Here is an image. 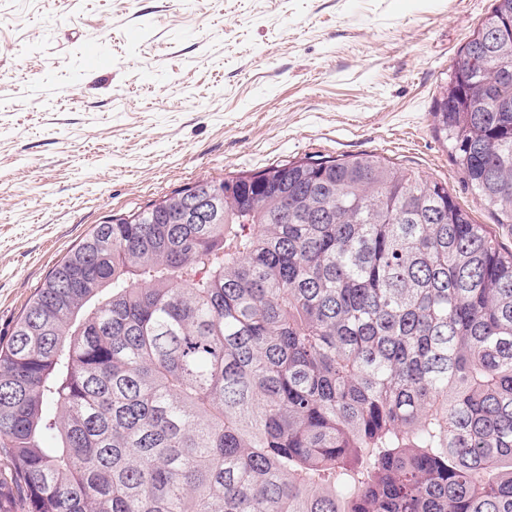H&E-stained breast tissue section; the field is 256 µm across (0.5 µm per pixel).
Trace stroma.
<instances>
[{
  "instance_id": "35a3bbf8",
  "label": "stroma",
  "mask_w": 512,
  "mask_h": 512,
  "mask_svg": "<svg viewBox=\"0 0 512 512\" xmlns=\"http://www.w3.org/2000/svg\"><path fill=\"white\" fill-rule=\"evenodd\" d=\"M492 0H0V339L112 216L200 180L375 154L512 250L431 112Z\"/></svg>"
}]
</instances>
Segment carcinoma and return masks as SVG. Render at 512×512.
Wrapping results in <instances>:
<instances>
[{
    "mask_svg": "<svg viewBox=\"0 0 512 512\" xmlns=\"http://www.w3.org/2000/svg\"><path fill=\"white\" fill-rule=\"evenodd\" d=\"M506 18L493 0L432 112L500 224ZM192 195L213 223H178ZM0 512H512V251L373 154L95 225L0 342Z\"/></svg>",
    "mask_w": 512,
    "mask_h": 512,
    "instance_id": "1",
    "label": "carcinoma"
}]
</instances>
